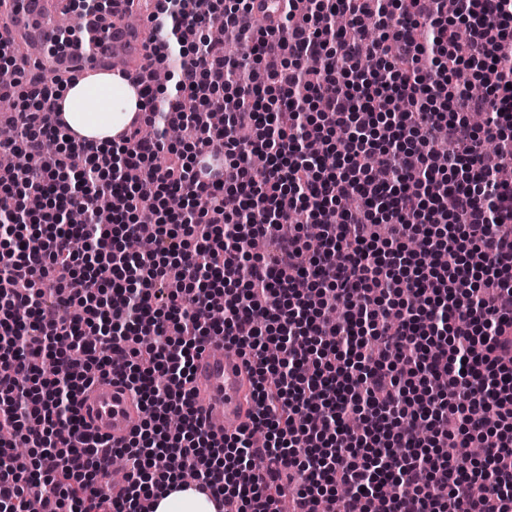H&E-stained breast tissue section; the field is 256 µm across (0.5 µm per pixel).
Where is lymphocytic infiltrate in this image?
Returning a JSON list of instances; mask_svg holds the SVG:
<instances>
[{"instance_id":"f902f5d3","label":"lymphocytic infiltrate","mask_w":512,"mask_h":512,"mask_svg":"<svg viewBox=\"0 0 512 512\" xmlns=\"http://www.w3.org/2000/svg\"><path fill=\"white\" fill-rule=\"evenodd\" d=\"M249 2L156 0L167 31L154 54L171 59L190 33L193 57L177 95L110 145L77 142L50 111L62 83L5 89L23 106L0 154L25 163L0 177V206L14 207L0 218V512L29 496L45 512H145L150 487L187 471L218 512H279L285 499L292 512H512V187L482 151L493 141L512 161V0H456L461 28L443 0H312L285 12L276 38L253 32ZM339 14L349 29L335 28ZM215 21L249 35L251 60L200 37ZM460 65L485 94L450 88ZM227 94L236 108L214 126ZM144 124L182 127L186 149L140 140ZM209 153L222 179L200 178ZM333 154L342 170L319 165ZM102 196L113 206L99 212ZM173 196L182 210L163 208ZM74 207L86 223H65ZM146 211L154 232L126 255L112 240L139 234ZM415 236L426 253L407 251ZM256 239L271 251L250 253ZM331 307L346 318L328 320ZM214 339L250 363L257 397L251 426L222 437L192 387ZM77 354L151 410L116 491L101 484L112 444L76 416L94 378L74 369Z\"/></svg>"}]
</instances>
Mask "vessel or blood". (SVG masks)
Returning <instances> with one entry per match:
<instances>
[{
    "mask_svg": "<svg viewBox=\"0 0 512 512\" xmlns=\"http://www.w3.org/2000/svg\"><path fill=\"white\" fill-rule=\"evenodd\" d=\"M251 14L266 31H277L283 0H252ZM152 0H112L108 9L75 12L72 0H5L0 6V39L22 50L32 75L83 78L136 55L133 77L147 79L161 68L146 32L155 28ZM193 387L199 416L217 434H230L255 411L250 370L220 340L206 344L194 361ZM78 416L120 444L141 422L136 399L117 381H97L77 403Z\"/></svg>",
    "mask_w": 512,
    "mask_h": 512,
    "instance_id": "1",
    "label": "vessel or blood"
}]
</instances>
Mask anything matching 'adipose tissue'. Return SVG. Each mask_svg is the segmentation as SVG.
Segmentation results:
<instances>
[{
    "instance_id": "1",
    "label": "adipose tissue",
    "mask_w": 512,
    "mask_h": 512,
    "mask_svg": "<svg viewBox=\"0 0 512 512\" xmlns=\"http://www.w3.org/2000/svg\"><path fill=\"white\" fill-rule=\"evenodd\" d=\"M63 119L71 131L109 143L138 111L137 89L120 74L97 75L61 94ZM156 512H215L207 496L177 480L159 494Z\"/></svg>"
}]
</instances>
